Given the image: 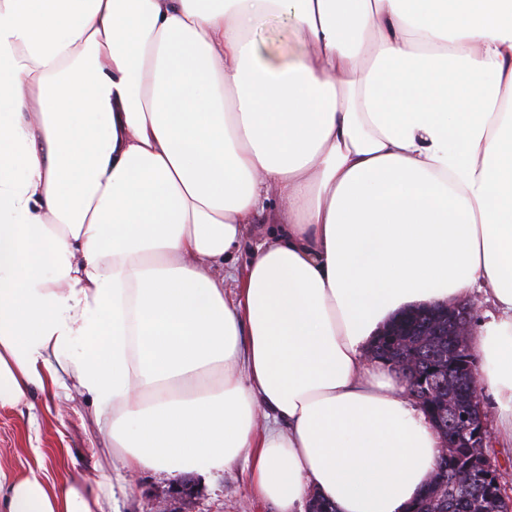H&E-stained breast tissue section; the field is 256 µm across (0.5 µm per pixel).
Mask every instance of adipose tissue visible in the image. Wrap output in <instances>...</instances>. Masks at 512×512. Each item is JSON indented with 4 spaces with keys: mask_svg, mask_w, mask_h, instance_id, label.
Segmentation results:
<instances>
[{
    "mask_svg": "<svg viewBox=\"0 0 512 512\" xmlns=\"http://www.w3.org/2000/svg\"><path fill=\"white\" fill-rule=\"evenodd\" d=\"M282 16L285 57L255 39ZM477 291L512 444V0H0V408L76 390L116 473L245 456L280 512H406L445 442L364 356ZM104 488L0 469V512ZM270 209L267 210L266 214L261 217L256 223L249 226L247 231V239L246 245L243 247L241 252L235 254V267L237 268L238 275H243L245 272V268L249 262L250 254V244L258 243L266 238H268L271 233L277 229L279 225L277 221V212L281 208L280 200L277 196V193L274 189L270 191Z\"/></svg>",
    "mask_w": 512,
    "mask_h": 512,
    "instance_id": "adipose-tissue-1",
    "label": "adipose tissue"
}]
</instances>
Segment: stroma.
<instances>
[{"label":"stroma","mask_w":512,"mask_h":512,"mask_svg":"<svg viewBox=\"0 0 512 512\" xmlns=\"http://www.w3.org/2000/svg\"><path fill=\"white\" fill-rule=\"evenodd\" d=\"M33 411L0 408V464L14 476L38 473L56 487L82 479L95 483L110 470L112 448L95 421L96 406L86 395L58 402L50 392L32 396ZM250 470L239 459L230 470L210 475L183 473L166 479L151 472L134 477L133 487L103 499L104 512H278L275 503L254 496ZM189 493H179L180 484Z\"/></svg>","instance_id":"35a3bbf8"}]
</instances>
